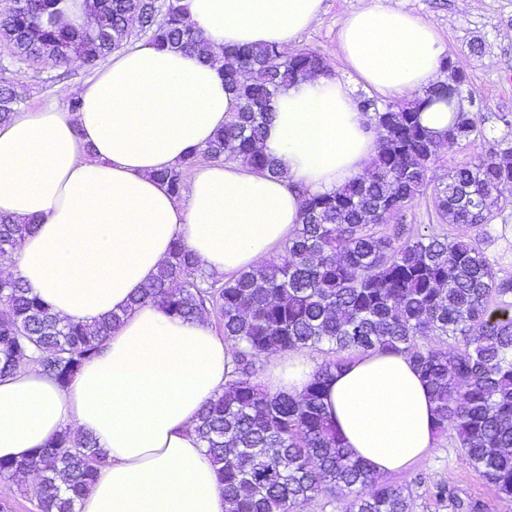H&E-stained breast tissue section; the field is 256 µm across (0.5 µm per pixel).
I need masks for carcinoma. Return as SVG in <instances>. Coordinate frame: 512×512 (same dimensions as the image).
Masks as SVG:
<instances>
[{"mask_svg":"<svg viewBox=\"0 0 512 512\" xmlns=\"http://www.w3.org/2000/svg\"><path fill=\"white\" fill-rule=\"evenodd\" d=\"M60 0H11L0 12V42L17 63L79 58L94 67L140 34L161 47L207 53L183 0H84L93 25L59 24ZM224 84L235 106L208 145L156 177L178 198L185 173L199 159L239 162L276 173L257 148L272 98L282 89L329 72L320 54H286L274 45L224 50ZM16 70L0 64V123L19 111ZM437 103L453 109L436 136L420 112ZM359 109L379 131L365 173L321 194L299 193L302 224L279 263L244 270L220 282L180 242L134 303L149 301L183 319L216 318L234 345L224 390L202 405L195 432L215 466L226 512H299L318 498L343 502L344 512H409L402 488L344 446L323 403L326 378L358 351L410 357L437 403V431L455 432L460 456L498 493L512 497V306H491L512 294L473 242L447 235H407L404 210L432 182L444 144L476 132L470 112L454 108L448 79L382 106ZM512 183V142L502 141L475 165L448 170L436 187L438 213L452 224L485 226L501 212L497 191ZM393 225L387 234L378 230ZM33 229L0 216V261L12 260ZM121 323L114 313L92 325L62 322L17 279H0V353L33 360L67 387L97 356ZM431 336L453 348L425 343ZM324 351L313 380L299 393L272 392L256 382V360L272 351ZM89 436L65 430L21 462L0 459V479L41 475L27 490L37 512H77L99 459Z\"/></svg>","mask_w":512,"mask_h":512,"instance_id":"1","label":"carcinoma"}]
</instances>
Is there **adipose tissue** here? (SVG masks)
Wrapping results in <instances>:
<instances>
[{"label": "adipose tissue", "instance_id": "ef3b65f1", "mask_svg": "<svg viewBox=\"0 0 512 512\" xmlns=\"http://www.w3.org/2000/svg\"><path fill=\"white\" fill-rule=\"evenodd\" d=\"M187 3L209 57L139 42L68 90L78 109L54 101L0 126V216L35 224L0 276L21 279L65 322L127 313L67 387L26 360L0 377V458H27L67 428L95 440L102 463L78 512H224L191 424L227 382L231 346L207 321L130 300L177 241L213 272L263 264L301 222L299 191L336 189L376 153L350 82L320 74L271 103L258 148L277 175L210 162L172 196L158 172L204 149L232 110L223 48L288 49L323 12V0ZM338 51L359 81L399 97L441 78L446 49L412 12L370 5L342 19ZM265 363L274 392L302 391L316 370L302 351ZM324 405L375 473L404 470L434 446L436 404L404 355H351L328 377Z\"/></svg>", "mask_w": 512, "mask_h": 512}]
</instances>
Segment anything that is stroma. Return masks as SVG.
Returning a JSON list of instances; mask_svg holds the SVG:
<instances>
[{"instance_id": "stroma-1", "label": "stroma", "mask_w": 512, "mask_h": 512, "mask_svg": "<svg viewBox=\"0 0 512 512\" xmlns=\"http://www.w3.org/2000/svg\"><path fill=\"white\" fill-rule=\"evenodd\" d=\"M380 4L405 8L428 22L446 47V56L467 75L462 104L473 112L478 131L470 139L444 146L435 166L436 181L449 169L484 159L502 139H512V0H324L317 25L298 38V48L319 52L333 72L346 73L337 52L342 18L352 11ZM68 78L49 62L17 67L22 110L32 111L82 84L93 70L68 68ZM502 212L487 228L451 224L436 212L433 190L419 195L405 210L411 233L439 234L475 241L490 260L498 278L512 281V186L501 190ZM402 487L412 512H456V501L477 504L478 512H512V498L488 485L459 455L452 432L440 434L427 459L407 470L386 475Z\"/></svg>"}]
</instances>
